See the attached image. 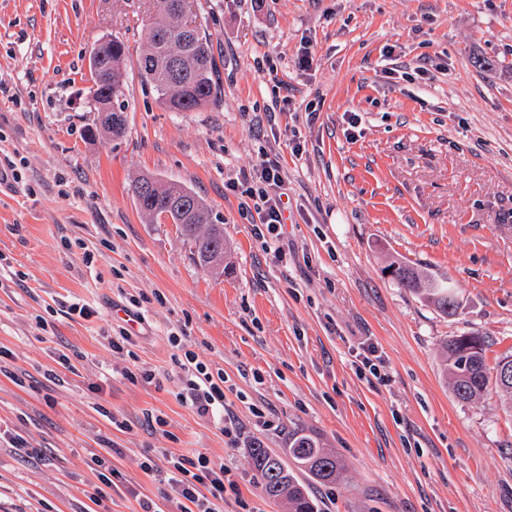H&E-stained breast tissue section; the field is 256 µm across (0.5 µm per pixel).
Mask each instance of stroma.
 I'll return each mask as SVG.
<instances>
[{
	"instance_id": "obj_1",
	"label": "stroma",
	"mask_w": 512,
	"mask_h": 512,
	"mask_svg": "<svg viewBox=\"0 0 512 512\" xmlns=\"http://www.w3.org/2000/svg\"><path fill=\"white\" fill-rule=\"evenodd\" d=\"M156 9L0 0V165L20 175L0 187V512H141L145 497L169 512L140 467L167 451L232 470L224 512H288L249 451L284 448L295 426L347 468L308 482L321 512H512V406L458 400L441 356L468 332L487 336L488 364L512 354V0H194L221 97L191 112L139 76ZM110 36L131 54L127 127L89 141L88 58ZM265 156L288 176L268 251L228 187ZM143 174L210 206L223 274L190 260L176 225L145 220ZM393 256L449 281L456 315L385 274ZM78 301L96 316L68 314ZM122 328L152 381L125 376ZM179 328L223 370L236 440L178 400ZM368 341L383 381L356 373ZM104 448L112 487L89 466Z\"/></svg>"
}]
</instances>
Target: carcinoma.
Masks as SVG:
<instances>
[{
    "mask_svg": "<svg viewBox=\"0 0 512 512\" xmlns=\"http://www.w3.org/2000/svg\"><path fill=\"white\" fill-rule=\"evenodd\" d=\"M181 11L182 0H159L153 28L162 40L144 38L137 59L141 79L154 86L163 106L171 112L200 109L217 100L211 39L199 27L184 26ZM128 53L127 45L117 37L99 46L97 69L91 73V78L95 84L103 78L112 79V90L99 92L95 111L112 113V130H102L95 124L86 129V134L93 133L97 138L118 137L125 131L123 64ZM171 55L185 58L175 71L166 64ZM132 193L139 211L153 223L158 219L152 211L164 207L173 198L188 199L195 219L181 225L180 231L194 264L208 268L224 251V227L214 223L210 207L184 186L145 175L134 182ZM387 270L399 286L437 311L447 316L456 314L459 301L449 284L419 272L410 262L399 258L392 260ZM442 348L447 354L444 371L449 373L458 400L480 398L493 388L512 405V379H503L505 372L512 373V356L507 355L494 367H488L486 339L476 332L452 336L443 342ZM285 449L288 450L286 461L268 454L259 442L250 448V464L259 476L261 492L268 498L288 502V512H318L315 501L295 471L307 474L320 484H334L342 478L343 464L324 449L318 435L304 427L288 430Z\"/></svg>",
    "mask_w": 512,
    "mask_h": 512,
    "instance_id": "cac0c4a2",
    "label": "carcinoma"
}]
</instances>
